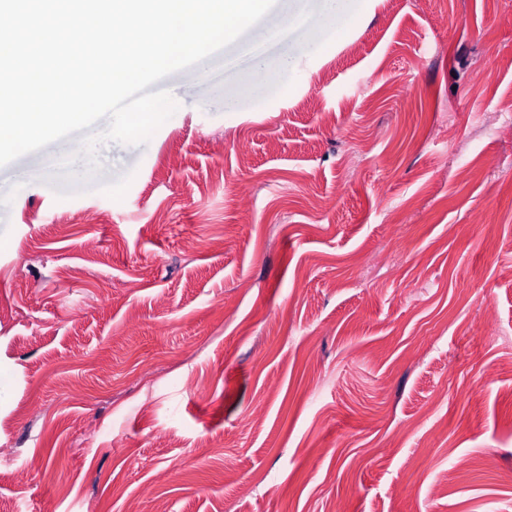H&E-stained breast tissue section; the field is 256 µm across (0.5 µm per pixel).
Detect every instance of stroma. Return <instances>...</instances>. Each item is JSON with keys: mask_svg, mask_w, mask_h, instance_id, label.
<instances>
[{"mask_svg": "<svg viewBox=\"0 0 512 512\" xmlns=\"http://www.w3.org/2000/svg\"><path fill=\"white\" fill-rule=\"evenodd\" d=\"M324 13L0 167V512H512V0ZM363 0H328L327 17L320 35L322 47L344 37L365 7Z\"/></svg>", "mask_w": 512, "mask_h": 512, "instance_id": "obj_1", "label": "stroma"}]
</instances>
